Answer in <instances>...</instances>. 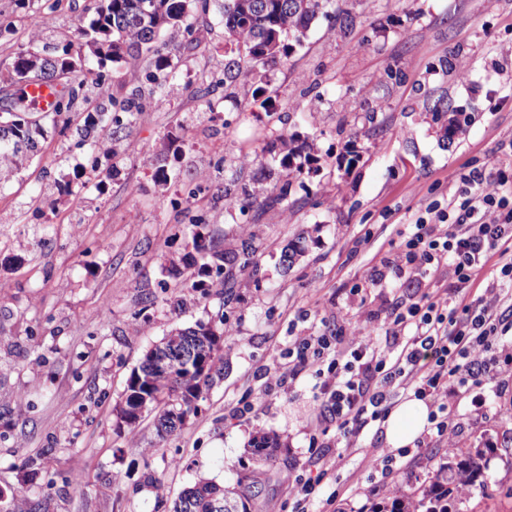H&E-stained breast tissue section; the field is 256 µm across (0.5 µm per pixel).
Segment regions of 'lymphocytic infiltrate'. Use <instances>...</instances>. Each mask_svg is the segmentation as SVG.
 <instances>
[{
    "mask_svg": "<svg viewBox=\"0 0 512 512\" xmlns=\"http://www.w3.org/2000/svg\"><path fill=\"white\" fill-rule=\"evenodd\" d=\"M483 170L464 176L467 190L430 202L402 234V257L428 287L420 300L376 324L295 337L294 363L276 384L315 375L322 402L342 431L366 416L386 417L392 408L388 388L412 391L436 405L430 422L437 437L454 444L457 425L445 404L449 390L464 389L480 406L487 391L512 381V195L502 194ZM490 262L500 285L473 294ZM445 272L452 287L439 285ZM385 336L395 352L389 360L380 351Z\"/></svg>",
    "mask_w": 512,
    "mask_h": 512,
    "instance_id": "1",
    "label": "lymphocytic infiltrate"
}]
</instances>
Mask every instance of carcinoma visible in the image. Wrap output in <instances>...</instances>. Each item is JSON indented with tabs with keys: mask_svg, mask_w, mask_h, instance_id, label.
<instances>
[{
	"mask_svg": "<svg viewBox=\"0 0 512 512\" xmlns=\"http://www.w3.org/2000/svg\"><path fill=\"white\" fill-rule=\"evenodd\" d=\"M62 0H53L27 30L26 42L12 61L0 67V86L18 91L29 81L61 84L65 92L53 112H25L13 99L0 103V188L9 184L32 154L38 152L37 137L51 129L61 135L74 130L77 144L87 145L94 159L91 169L80 167L73 177L54 183L61 195L72 193L73 181L90 174L97 177L99 160L117 164L120 153L135 150L128 132L141 113L130 108L110 112L100 98L87 96L85 84L75 79L83 71L99 77L110 72L122 84L136 90L143 78L170 99H177L183 86L173 65L174 52L164 48V37L173 30L189 32L194 23L211 14L224 25V37L237 52L224 55V96L255 102L264 92L256 84L257 70L290 55L300 46L312 24L327 14L331 0H94L88 23L74 25L59 42H48L57 29V13ZM85 103V111L75 112ZM262 153L278 161L265 169L261 178H237L224 184L223 197L263 199L275 207L287 199L293 183L319 171L318 158L294 136L280 133L265 143ZM191 236L184 241L179 263L168 269L174 278L186 277L192 291L205 295L216 288L227 300L242 269L254 267L263 242L250 224L239 225L240 244L224 248L210 222L192 218ZM306 238L284 246L281 264L291 267L305 252ZM224 323L198 321L191 326L172 328L148 348L126 381L124 393L115 407L117 429H131L138 423L139 409L157 411L158 435H171L186 421L202 412L200 401L218 381L224 379ZM283 447L280 438L266 432L250 442L251 454L272 458ZM471 458L448 457L439 467L422 497L398 492L393 496V512H454L450 499L452 479L479 483L481 472L470 466ZM224 501V512H252L260 493L259 481L251 471L229 489L209 479H199L185 487L172 502L170 512H219L207 495ZM5 512H43L42 502L24 491L14 494Z\"/></svg>",
	"mask_w": 512,
	"mask_h": 512,
	"instance_id": "carcinoma-1",
	"label": "carcinoma"
}]
</instances>
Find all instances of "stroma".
Returning a JSON list of instances; mask_svg holds the SVG:
<instances>
[{"label":"stroma","mask_w":512,"mask_h":512,"mask_svg":"<svg viewBox=\"0 0 512 512\" xmlns=\"http://www.w3.org/2000/svg\"><path fill=\"white\" fill-rule=\"evenodd\" d=\"M45 0H0V63L11 60ZM356 17L349 38L318 19L303 45L266 66L270 105L225 98L224 27L219 21L169 35L170 45L194 38L177 72L184 90L172 101L145 94V112L130 132L135 153L113 173L77 184L55 206L37 202L48 183L85 164L86 149L48 134L35 157L0 189V236L31 240L40 225L57 234L43 255L0 273V387L21 407L0 419V492L28 490L47 512H167L184 487L207 478L234 484L255 471L263 493L254 512H294L283 477L328 468L315 512H372L367 487L379 478L362 462L386 445L382 422H368L346 440L328 423L316 378L266 389L264 371H279L281 354L299 334H320L337 322L386 316L418 301L412 275L387 268L399 251L398 232L425 203L459 193L462 177L487 154L512 156V0H338ZM466 62L459 80L453 63ZM467 116L454 136L435 119L437 101ZM279 132L296 135L320 159L304 187H292L287 211L242 201L225 204L217 188L192 195L197 169L229 164L242 150H261ZM178 179L157 184L156 168ZM190 199L202 213L218 211L214 227L225 248L237 224L255 225L264 242L257 273L238 276L235 300L212 293L178 308L163 288L165 264L178 258L187 228L172 208ZM306 253L283 270L280 253L292 239ZM144 312L152 332L129 323ZM226 319L224 380L202 411L177 433L159 438L152 415L132 435L115 431L113 407L143 352L172 327ZM461 452L482 449V478L455 512H512V387L485 406L449 397ZM273 432L285 443L256 462L249 441ZM50 449L54 476L31 475L24 462ZM181 459L172 468L171 459ZM448 449L430 442L421 455L396 462L395 478L421 493ZM120 481H113V473ZM77 485L67 484L69 475Z\"/></svg>","instance_id":"obj_1"}]
</instances>
